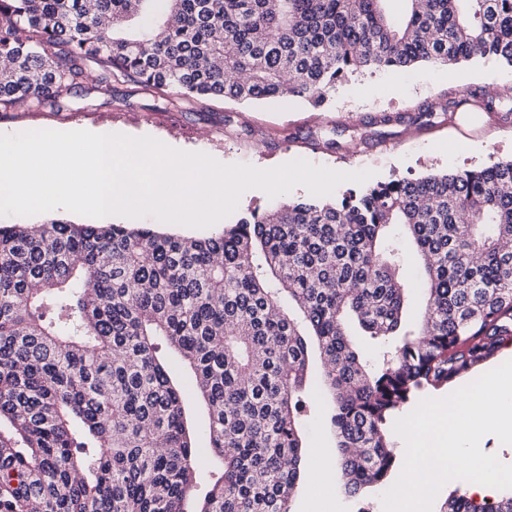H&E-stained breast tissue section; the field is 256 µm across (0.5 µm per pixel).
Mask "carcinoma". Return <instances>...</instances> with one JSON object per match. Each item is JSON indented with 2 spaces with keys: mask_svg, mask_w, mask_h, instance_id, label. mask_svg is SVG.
Here are the masks:
<instances>
[{
  "mask_svg": "<svg viewBox=\"0 0 512 512\" xmlns=\"http://www.w3.org/2000/svg\"><path fill=\"white\" fill-rule=\"evenodd\" d=\"M386 2L0 0V112L118 81L187 103L288 94L322 110L366 71L512 67V0H404L398 17ZM396 224L422 261L412 330ZM510 243L512 159L287 197L206 238L0 227V512H189L202 477L162 341L192 369L222 460L196 512H292L312 339L345 493L394 483L399 410L512 343ZM352 321L401 341L372 369ZM442 512H512V492L478 502L458 488Z\"/></svg>",
  "mask_w": 512,
  "mask_h": 512,
  "instance_id": "1",
  "label": "carcinoma"
}]
</instances>
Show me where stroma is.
Masks as SVG:
<instances>
[{
	"label": "stroma",
	"mask_w": 512,
	"mask_h": 512,
	"mask_svg": "<svg viewBox=\"0 0 512 512\" xmlns=\"http://www.w3.org/2000/svg\"><path fill=\"white\" fill-rule=\"evenodd\" d=\"M491 80L507 83L512 95V68L493 61L367 72L337 85L330 106L321 111L298 98L253 104L202 99L175 107L164 96L125 82L108 92H92L85 100L71 99L59 110L0 112V128L20 133L112 129L134 137L150 135L224 163L271 168L303 158L340 171L371 169L376 180L386 181L512 159V128L497 117L478 112L468 122L459 114H439L428 123L418 118L419 107L459 93H483ZM330 138L336 139L337 148L326 147ZM259 143L265 150L257 154L253 148ZM169 365L183 387L186 411L195 425L197 461L206 475H217L222 464L209 447L206 410L180 359L170 357ZM311 393L305 421L306 477L295 489L292 512H384L378 488H368L351 500L341 493L339 481L315 485L318 459L335 455L336 439L319 388Z\"/></svg>",
	"instance_id": "stroma-1"
}]
</instances>
